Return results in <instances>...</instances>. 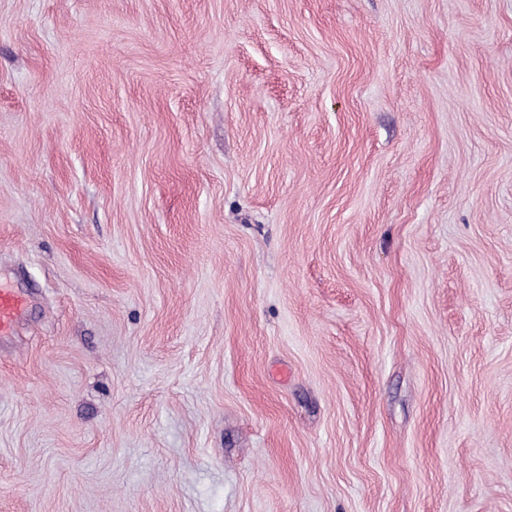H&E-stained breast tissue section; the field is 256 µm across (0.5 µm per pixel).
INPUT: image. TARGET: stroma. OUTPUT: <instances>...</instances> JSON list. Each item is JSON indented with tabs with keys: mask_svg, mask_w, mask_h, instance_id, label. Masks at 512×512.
Listing matches in <instances>:
<instances>
[{
	"mask_svg": "<svg viewBox=\"0 0 512 512\" xmlns=\"http://www.w3.org/2000/svg\"><path fill=\"white\" fill-rule=\"evenodd\" d=\"M0 512H512V0H0ZM26 304V299L19 292L0 285V337L12 333Z\"/></svg>",
	"mask_w": 512,
	"mask_h": 512,
	"instance_id": "35a3bbf8",
	"label": "stroma"
}]
</instances>
